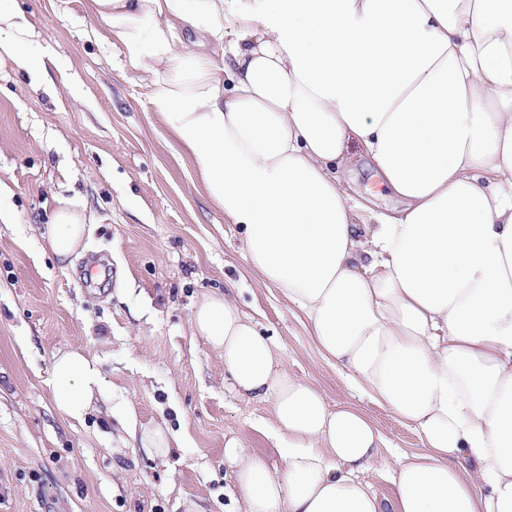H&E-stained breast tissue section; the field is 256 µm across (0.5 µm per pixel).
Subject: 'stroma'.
<instances>
[{
  "mask_svg": "<svg viewBox=\"0 0 512 512\" xmlns=\"http://www.w3.org/2000/svg\"><path fill=\"white\" fill-rule=\"evenodd\" d=\"M11 4L52 62L35 84L0 60V209L14 217L0 223V512H176L184 496L225 512V438L277 461L268 404L239 401L223 356L192 333L193 301L231 281L289 373L329 404L356 403L391 453H422L411 429L348 389L303 314L251 271L122 48L94 29L91 0ZM349 152L358 200L396 206L361 145ZM60 197L80 202L90 227L66 264L45 236ZM73 348L102 378L79 421L55 410L48 385L55 355ZM156 428L170 432L163 461L142 443Z\"/></svg>",
  "mask_w": 512,
  "mask_h": 512,
  "instance_id": "35a3bbf8",
  "label": "stroma"
}]
</instances>
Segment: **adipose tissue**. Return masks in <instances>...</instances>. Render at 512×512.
I'll return each instance as SVG.
<instances>
[{
	"label": "adipose tissue",
	"instance_id": "ef3b65f1",
	"mask_svg": "<svg viewBox=\"0 0 512 512\" xmlns=\"http://www.w3.org/2000/svg\"><path fill=\"white\" fill-rule=\"evenodd\" d=\"M0 0V58L46 52ZM92 19L238 229L251 269L305 317L325 360L417 434L394 494L360 479L386 446L359 408L288 373L232 291L193 304L239 400L271 408L277 464L224 443L231 512H512V0H92ZM209 51H187L182 34ZM357 140L398 205L356 200ZM74 202L46 228L67 260ZM55 409L101 389L80 349L55 357Z\"/></svg>",
	"mask_w": 512,
	"mask_h": 512
}]
</instances>
